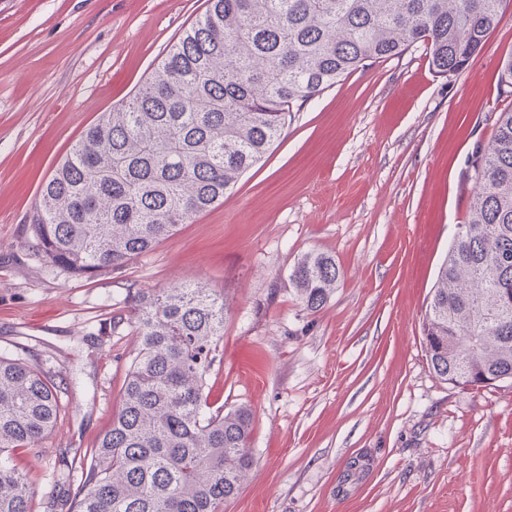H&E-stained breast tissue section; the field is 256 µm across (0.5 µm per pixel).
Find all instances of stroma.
I'll list each match as a JSON object with an SVG mask.
<instances>
[{
    "mask_svg": "<svg viewBox=\"0 0 512 512\" xmlns=\"http://www.w3.org/2000/svg\"><path fill=\"white\" fill-rule=\"evenodd\" d=\"M207 0H0V354L47 371L65 406L15 467L45 512L74 453L95 447L137 348L130 293L200 282L224 298L209 402L253 412L254 465L224 512H512V381L435 376L422 320L457 225L467 160L512 96V0L465 69L425 45L343 76L294 108L223 202L92 279L24 248L40 187L102 113L134 95ZM332 256L318 311L289 275ZM368 470L339 479L355 456Z\"/></svg>",
    "mask_w": 512,
    "mask_h": 512,
    "instance_id": "obj_1",
    "label": "stroma"
}]
</instances>
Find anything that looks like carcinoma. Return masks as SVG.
<instances>
[{
  "mask_svg": "<svg viewBox=\"0 0 512 512\" xmlns=\"http://www.w3.org/2000/svg\"><path fill=\"white\" fill-rule=\"evenodd\" d=\"M506 0H208L129 100L105 112L45 180L24 245L75 277L127 265L224 200L281 137L295 106L373 62L429 48L454 75L501 22ZM512 96V56L498 70ZM470 218L423 317L429 365L454 386L512 380V110L469 159ZM340 270L307 253L290 281L311 311ZM139 337L117 412L75 456L47 512H224L254 463L253 414L212 408L224 300L200 283L131 297ZM63 411L50 376L0 355V512H31L11 464Z\"/></svg>",
  "mask_w": 512,
  "mask_h": 512,
  "instance_id": "1",
  "label": "carcinoma"
}]
</instances>
